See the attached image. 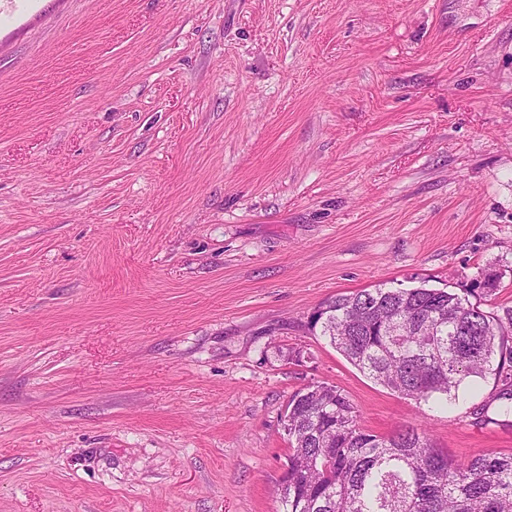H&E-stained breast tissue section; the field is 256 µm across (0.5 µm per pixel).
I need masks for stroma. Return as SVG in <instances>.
Masks as SVG:
<instances>
[{
	"label": "stroma",
	"instance_id": "1",
	"mask_svg": "<svg viewBox=\"0 0 512 512\" xmlns=\"http://www.w3.org/2000/svg\"><path fill=\"white\" fill-rule=\"evenodd\" d=\"M0 0V512H282L313 382L455 460L309 329L378 285L512 308V0Z\"/></svg>",
	"mask_w": 512,
	"mask_h": 512
}]
</instances>
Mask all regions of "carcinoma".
<instances>
[{
	"label": "carcinoma",
	"mask_w": 512,
	"mask_h": 512,
	"mask_svg": "<svg viewBox=\"0 0 512 512\" xmlns=\"http://www.w3.org/2000/svg\"><path fill=\"white\" fill-rule=\"evenodd\" d=\"M497 287L486 272L461 295L363 289L326 301L311 328L375 382L418 403H450L466 379L492 374L496 399L512 412V309L481 303ZM288 444L285 512H512V454L459 462L412 424L372 434L333 385L292 395Z\"/></svg>",
	"instance_id": "obj_1"
}]
</instances>
